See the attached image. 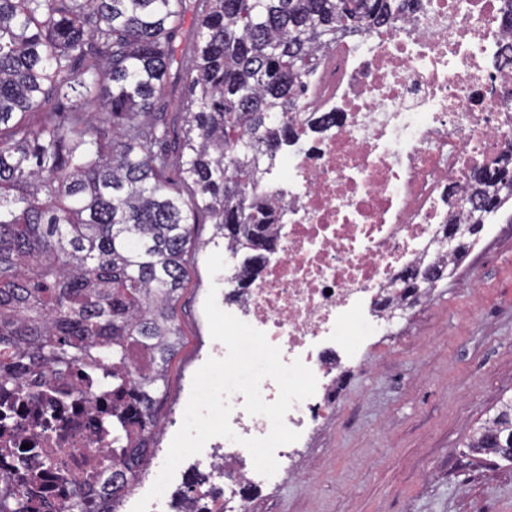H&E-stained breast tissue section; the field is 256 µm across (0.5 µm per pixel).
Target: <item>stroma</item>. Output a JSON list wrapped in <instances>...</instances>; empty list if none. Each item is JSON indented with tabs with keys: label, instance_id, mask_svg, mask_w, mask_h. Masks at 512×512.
Returning <instances> with one entry per match:
<instances>
[{
	"label": "stroma",
	"instance_id": "35a3bbf8",
	"mask_svg": "<svg viewBox=\"0 0 512 512\" xmlns=\"http://www.w3.org/2000/svg\"><path fill=\"white\" fill-rule=\"evenodd\" d=\"M482 240L440 282L429 303L401 319L366 355L335 419L303 459L301 477L251 493L248 512H512V464L465 448L499 398L512 396V224ZM214 227L197 224L177 305L182 345L156 417L179 425L200 350Z\"/></svg>",
	"mask_w": 512,
	"mask_h": 512
}]
</instances>
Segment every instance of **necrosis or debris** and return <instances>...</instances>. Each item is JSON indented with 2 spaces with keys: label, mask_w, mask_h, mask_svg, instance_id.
Masks as SVG:
<instances>
[{
  "label": "necrosis or debris",
  "mask_w": 512,
  "mask_h": 512,
  "mask_svg": "<svg viewBox=\"0 0 512 512\" xmlns=\"http://www.w3.org/2000/svg\"><path fill=\"white\" fill-rule=\"evenodd\" d=\"M505 0H410L391 24L358 37L337 36L321 53L301 106L303 115H338L309 146L281 153L260 194L284 214L279 250L248 287L231 276L217 303L278 346L283 362L301 360L317 378L314 396L294 403L285 422L300 441L276 451L279 473L258 474L249 451L222 437L198 456L208 484L184 496L182 512H237L242 489L278 484L293 469L303 439L335 413L338 377L362 368L365 347L389 335L415 292L400 274L448 252L441 242L451 202L485 156L512 149V36ZM0 408V475L22 447L31 483L19 492L30 512H105L120 448L113 416L130 421L140 408L115 399L111 379L66 369L52 380L31 375Z\"/></svg>",
  "instance_id": "4bbe7bcc"
}]
</instances>
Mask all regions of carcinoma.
<instances>
[{"mask_svg": "<svg viewBox=\"0 0 512 512\" xmlns=\"http://www.w3.org/2000/svg\"><path fill=\"white\" fill-rule=\"evenodd\" d=\"M0 0V393L35 372L98 366L145 404L140 438L114 462L135 479L157 424L156 393L181 342L177 303L191 225L219 240L246 218L276 237L257 194L263 163L299 142L304 78L336 33L364 34L397 0ZM186 75L184 133L172 136L169 71ZM179 180H171L170 145ZM154 341L147 372L131 346ZM512 437V398L468 439Z\"/></svg>", "mask_w": 512, "mask_h": 512, "instance_id": "obj_1", "label": "carcinoma"}]
</instances>
